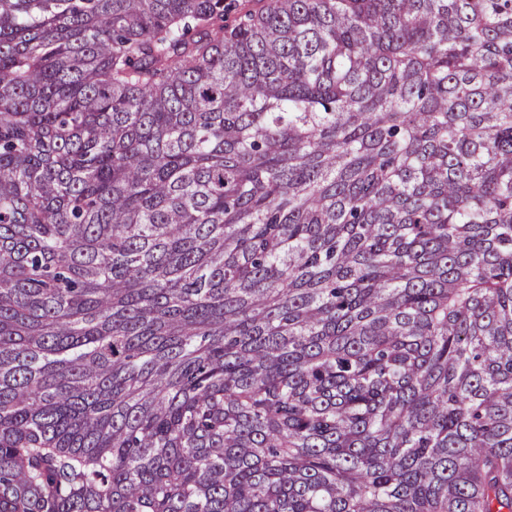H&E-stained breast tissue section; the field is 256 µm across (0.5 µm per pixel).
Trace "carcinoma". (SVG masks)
<instances>
[{
	"instance_id": "obj_1",
	"label": "carcinoma",
	"mask_w": 512,
	"mask_h": 512,
	"mask_svg": "<svg viewBox=\"0 0 512 512\" xmlns=\"http://www.w3.org/2000/svg\"><path fill=\"white\" fill-rule=\"evenodd\" d=\"M0 512H512V0H0Z\"/></svg>"
}]
</instances>
